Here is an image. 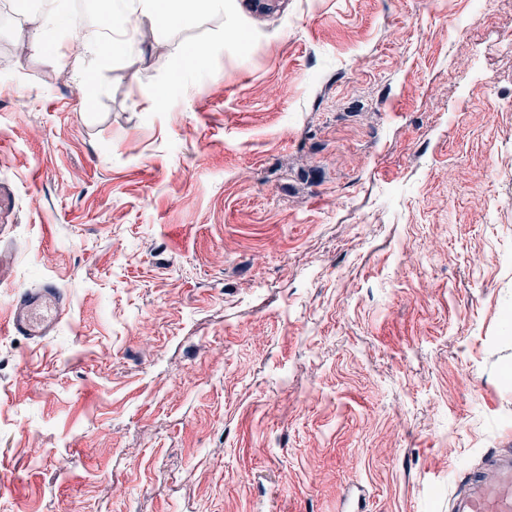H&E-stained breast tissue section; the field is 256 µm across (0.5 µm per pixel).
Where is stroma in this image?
<instances>
[{"label":"stroma","mask_w":512,"mask_h":512,"mask_svg":"<svg viewBox=\"0 0 512 512\" xmlns=\"http://www.w3.org/2000/svg\"><path fill=\"white\" fill-rule=\"evenodd\" d=\"M449 1L76 58L0 0V512H448L512 450V0ZM49 282L54 335L6 331Z\"/></svg>","instance_id":"35a3bbf8"}]
</instances>
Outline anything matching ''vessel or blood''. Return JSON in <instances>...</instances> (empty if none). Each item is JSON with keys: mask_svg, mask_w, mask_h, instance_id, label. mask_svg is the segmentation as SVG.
Instances as JSON below:
<instances>
[{"mask_svg": "<svg viewBox=\"0 0 512 512\" xmlns=\"http://www.w3.org/2000/svg\"><path fill=\"white\" fill-rule=\"evenodd\" d=\"M63 306L64 297L56 285L22 291L13 299L10 328L43 340L59 323ZM448 512H512V452L487 457L483 468L462 478L449 498Z\"/></svg>", "mask_w": 512, "mask_h": 512, "instance_id": "1", "label": "vessel or blood"}]
</instances>
